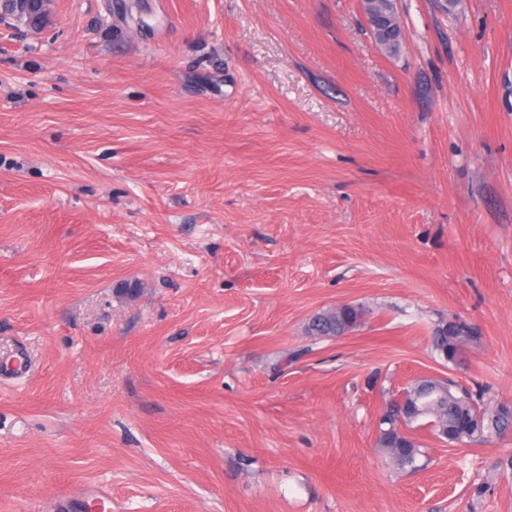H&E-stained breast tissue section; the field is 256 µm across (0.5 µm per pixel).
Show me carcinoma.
I'll return each instance as SVG.
<instances>
[{
    "label": "carcinoma",
    "mask_w": 512,
    "mask_h": 512,
    "mask_svg": "<svg viewBox=\"0 0 512 512\" xmlns=\"http://www.w3.org/2000/svg\"><path fill=\"white\" fill-rule=\"evenodd\" d=\"M361 317L360 307L343 304L314 316L307 333L314 338L339 336L355 326ZM476 341L471 325L449 320L435 328L432 348L443 360L454 363L463 349ZM407 392L413 412L399 418L396 402L392 401L379 420L378 447L397 470L417 468L422 450L411 436V430L420 420H429L433 433L445 434L444 442L448 444L477 443L512 433V403L485 407L466 388L451 380L432 377L415 381Z\"/></svg>",
    "instance_id": "1"
}]
</instances>
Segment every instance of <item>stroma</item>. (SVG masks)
<instances>
[{
    "label": "stroma",
    "instance_id": "35a3bbf8",
    "mask_svg": "<svg viewBox=\"0 0 512 512\" xmlns=\"http://www.w3.org/2000/svg\"><path fill=\"white\" fill-rule=\"evenodd\" d=\"M394 5L0 23V512H512V436L377 446L422 377L512 402V0ZM361 317L360 307L343 304L314 316L308 324L307 333L314 338L339 336L355 326ZM473 327L463 321L448 320L437 325L432 348L444 361L453 363L464 348L477 341Z\"/></svg>",
    "mask_w": 512,
    "mask_h": 512
}]
</instances>
